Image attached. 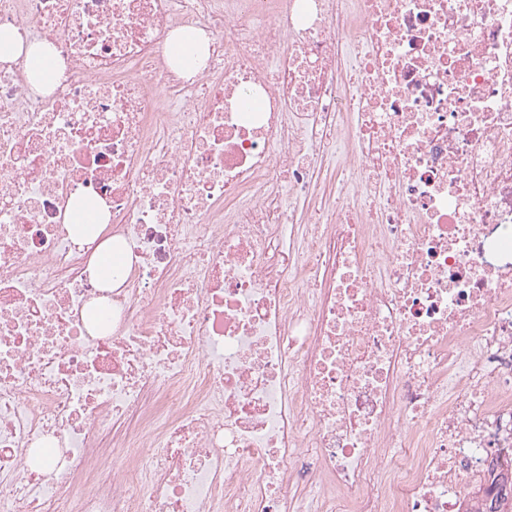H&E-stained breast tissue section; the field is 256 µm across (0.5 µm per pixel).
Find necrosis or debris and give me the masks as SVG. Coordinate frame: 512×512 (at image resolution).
Returning a JSON list of instances; mask_svg holds the SVG:
<instances>
[{
  "label": "necrosis or debris",
  "instance_id": "4bbe7bcc",
  "mask_svg": "<svg viewBox=\"0 0 512 512\" xmlns=\"http://www.w3.org/2000/svg\"><path fill=\"white\" fill-rule=\"evenodd\" d=\"M3 26L58 78L0 61V512H479L512 457V0ZM25 65L32 81L49 85L56 77V71L47 59V54L34 48L28 50L25 55Z\"/></svg>",
  "mask_w": 512,
  "mask_h": 512
}]
</instances>
